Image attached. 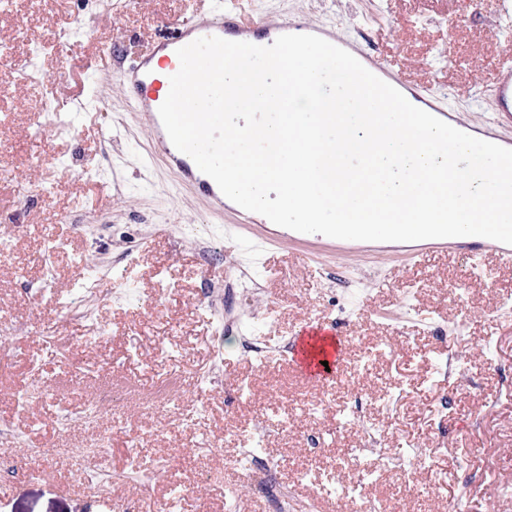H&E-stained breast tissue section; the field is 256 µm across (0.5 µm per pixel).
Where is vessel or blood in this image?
Segmentation results:
<instances>
[{"mask_svg": "<svg viewBox=\"0 0 512 512\" xmlns=\"http://www.w3.org/2000/svg\"><path fill=\"white\" fill-rule=\"evenodd\" d=\"M179 34L171 41L153 43L131 65L121 71L120 79L128 97L134 102L138 112L150 128L152 136L160 148L168 167L174 171L180 184L193 189L202 197L214 212L221 213L227 207L224 196L217 184L202 173L194 161L178 151L170 141L158 109L166 99L170 83L169 77L175 74L180 61L178 48L192 41L209 36L222 37L233 34L236 40L259 44L261 40H276L283 34H312L328 42L337 43L355 56L364 67L386 81L407 99L417 101L422 108L452 126H459L460 120L454 111L446 108L437 95L404 84L392 68L355 38L337 39L336 32L328 26H314L300 19L271 23L263 19L243 22L228 0H218L211 19L201 22L183 20L178 24ZM497 110L504 122L512 123V64L502 66L497 73L494 85ZM454 249L462 255L478 257L494 254L500 262L512 264V245L480 237L465 236L450 239L426 240L416 246V254L429 251ZM345 340L343 332L325 323L303 328L294 338L289 352L294 362L310 375L327 380L334 379V370L340 359L341 346Z\"/></svg>", "mask_w": 512, "mask_h": 512, "instance_id": "obj_1", "label": "vessel or blood"}]
</instances>
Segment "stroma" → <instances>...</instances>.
<instances>
[{
	"mask_svg": "<svg viewBox=\"0 0 512 512\" xmlns=\"http://www.w3.org/2000/svg\"><path fill=\"white\" fill-rule=\"evenodd\" d=\"M244 17H301L362 36L399 77L445 94L466 123H492L499 67L512 61V0H239ZM211 0H0V33L23 70L0 79V446L40 472L0 479V512H110L120 500L165 512H260L242 487L241 448L262 437L280 486L312 512H358L321 494L378 472L381 512H512V265L481 267L434 251L320 256L307 262L287 232L245 240L178 184L134 112L119 70L180 19L208 18ZM80 26L68 28L71 17ZM62 39L64 56L51 48ZM52 279L42 297L31 287ZM89 284L81 304L67 303ZM465 286L461 305L448 292ZM338 322L348 336L336 381L318 386L278 352L300 327ZM264 340V360L244 337ZM467 355L466 377L447 363ZM250 388L246 400L233 389ZM327 407L324 418L309 409ZM366 402L378 446L359 444L338 413ZM93 427L69 424L90 403ZM111 451L101 472L169 464L151 494L135 480L93 493L75 478L90 439ZM321 447L310 452L308 441ZM400 448H437L431 471L382 469ZM307 481H298L300 470ZM437 492H428L430 481Z\"/></svg>",
	"mask_w": 512,
	"mask_h": 512,
	"instance_id": "obj_1",
	"label": "stroma"
}]
</instances>
